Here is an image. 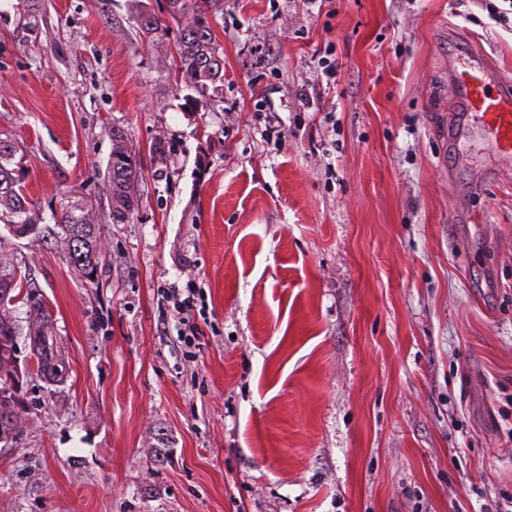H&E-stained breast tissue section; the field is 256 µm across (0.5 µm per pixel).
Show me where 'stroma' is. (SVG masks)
<instances>
[{
    "instance_id": "1",
    "label": "stroma",
    "mask_w": 512,
    "mask_h": 512,
    "mask_svg": "<svg viewBox=\"0 0 512 512\" xmlns=\"http://www.w3.org/2000/svg\"><path fill=\"white\" fill-rule=\"evenodd\" d=\"M181 28L168 0H0L32 217L91 204L107 246L89 284L10 241L69 377L29 373L0 512H506L512 162L451 69L478 50L512 85V0H219L216 91L178 71ZM189 282L191 354L161 297ZM110 134L112 139L108 171L110 216L112 223L123 224L129 221L138 205L141 174L125 134L121 130H112Z\"/></svg>"
}]
</instances>
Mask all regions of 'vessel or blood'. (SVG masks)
Listing matches in <instances>:
<instances>
[{"label":"vessel or blood","mask_w":512,"mask_h":512,"mask_svg":"<svg viewBox=\"0 0 512 512\" xmlns=\"http://www.w3.org/2000/svg\"><path fill=\"white\" fill-rule=\"evenodd\" d=\"M453 76L475 132L494 153L512 157V89L492 88L484 68L473 64L454 70Z\"/></svg>","instance_id":"1"}]
</instances>
